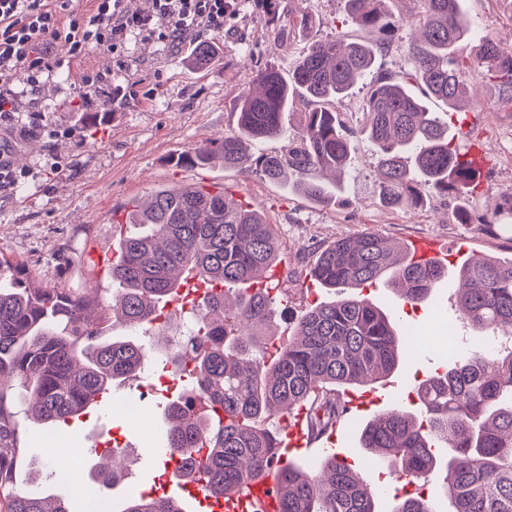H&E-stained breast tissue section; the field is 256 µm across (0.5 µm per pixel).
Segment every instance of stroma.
<instances>
[{"mask_svg": "<svg viewBox=\"0 0 512 512\" xmlns=\"http://www.w3.org/2000/svg\"><path fill=\"white\" fill-rule=\"evenodd\" d=\"M271 5L290 32L278 46L265 23ZM460 7L470 21L473 40L490 37L505 46L512 44V0H461ZM339 31L358 32L346 14L344 0H238L219 37L224 59L212 69L200 71L187 63L199 41L214 37L202 28L173 43L133 37L121 67L103 50L72 63L38 100L56 137L35 132L14 149L19 165L32 169L34 176L15 190L0 193V263L23 266L30 287L92 288L100 302H108L112 285L89 255L95 250L111 253L112 224L122 219L126 204L164 188H221L260 210L274 228L287 276L279 285L270 332L281 336L291 331L293 318L304 305L326 298L309 270L315 250L337 239L367 231L379 232L395 245L435 237L447 243L453 254L463 249L470 255L512 257V241L491 234L482 224L502 197L512 193V103L505 102L501 89L489 80L466 102L465 113L448 120L460 151L474 147L482 152L481 182L463 200L424 185L421 204L383 206L374 146L360 133L336 190L338 200L327 206L312 204L251 168L182 162L187 151L208 146L236 129L238 97L258 71L272 67L288 73L310 40L326 39ZM92 71L113 72L114 80L86 98L81 79ZM114 89L120 97L112 104L108 98ZM464 121L473 129L471 137L457 134ZM456 280V269H449L428 303L399 311L397 325L404 338L416 341L434 335L441 322L455 320ZM409 354L408 360L375 385L377 403L354 413L342 442L364 483L375 490L381 512H391L405 482L368 457L358 435L383 410H413L414 386L436 365L427 361L426 350L417 342ZM160 376L155 364L133 384L113 382L112 398L121 400L132 386L147 391L144 416H152L155 426H162L165 405L179 391H164ZM23 397L17 387L8 399L17 422V489H49L44 465L49 454L58 460L77 459L80 473H87L93 459L82 451L103 438L128 453L129 476L112 489L111 500L134 488L144 491L165 485V470L154 466L146 452L142 418L122 411L108 417L101 407L93 406L72 425L48 429L28 418Z\"/></svg>", "mask_w": 512, "mask_h": 512, "instance_id": "35a3bbf8", "label": "stroma"}]
</instances>
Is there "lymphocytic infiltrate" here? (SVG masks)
<instances>
[{
    "mask_svg": "<svg viewBox=\"0 0 512 512\" xmlns=\"http://www.w3.org/2000/svg\"><path fill=\"white\" fill-rule=\"evenodd\" d=\"M237 0H153L147 15L130 14L124 0H94L83 11L75 0H0V192L14 189L25 171L11 162L17 139L47 131L45 116L36 110L47 81L71 61L99 49L114 58L125 56L131 35L177 41L203 28L214 34L235 10ZM28 113L19 124V113Z\"/></svg>",
    "mask_w": 512,
    "mask_h": 512,
    "instance_id": "obj_1",
    "label": "lymphocytic infiltrate"
}]
</instances>
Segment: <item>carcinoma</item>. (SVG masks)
I'll list each match as a JSON object with an SVG mask.
<instances>
[{
    "instance_id": "obj_1",
    "label": "carcinoma",
    "mask_w": 512,
    "mask_h": 512,
    "mask_svg": "<svg viewBox=\"0 0 512 512\" xmlns=\"http://www.w3.org/2000/svg\"><path fill=\"white\" fill-rule=\"evenodd\" d=\"M354 24L378 35L375 43L338 35L312 41L295 69L283 75L273 68L258 72L257 88L239 98L237 129L210 146L188 153L186 162L205 165L219 159L224 167L250 165L272 182L286 171H312L293 186L316 203L332 200L318 173L342 168L355 132L339 121L336 103L358 77L374 66L377 48L387 39L393 16L384 0H345ZM419 42L412 48L410 72L380 71L372 81L361 133L375 147L380 202L389 208L418 204L419 186L465 196L475 187L472 162L448 138V120L430 110L442 103L453 111L474 94L476 70L498 81L512 102V46L487 37L469 46L470 23L458 0H418ZM224 57L214 41L195 46L191 64L208 69ZM418 84L420 93L410 88ZM299 100L314 108L304 113L302 136L280 152L249 150L255 142L283 132L284 113ZM512 194L495 209L488 227L512 236ZM126 230L113 242V305L88 311L84 293L69 288H29L23 271L0 276V493L5 512H70V494L13 490L19 448L16 425L5 401L9 384L28 393L27 415L48 427L81 416L116 380L129 379L156 359L141 338L173 329L163 303L173 297L190 306L193 321L179 332L162 360L182 394L167 403L159 456L177 454L206 475L210 493L222 497L274 471L278 512H377V495L357 471L334 453L317 469H304L279 457L277 435L266 427L275 413L305 411V425L322 434L343 414L350 388L374 385L404 358L402 336L389 315L363 294L384 273L400 306L424 304L443 278L438 266L414 263L404 248L391 247L377 232L343 238L320 251L310 275L333 291L328 301L299 311L285 341L267 334L273 320L276 285L261 284L263 270L278 263L272 225L255 209L224 192L195 188L157 190L147 205L126 208ZM185 266L205 284L203 296L179 294ZM242 285L235 305H224V287ZM460 317L485 338L482 346L454 350V363L420 381L413 390L419 411H386L369 421L360 447L383 459L399 479L422 477L442 461L447 448L446 494L449 512H512V258L473 256L459 266L455 299ZM119 325L129 335L102 339L104 325ZM208 407L207 419L194 406ZM123 466L112 464L91 474L93 491L104 510L106 490L123 480ZM121 512H181L164 493L133 491ZM392 512H437L418 495L397 502Z\"/></svg>"
}]
</instances>
